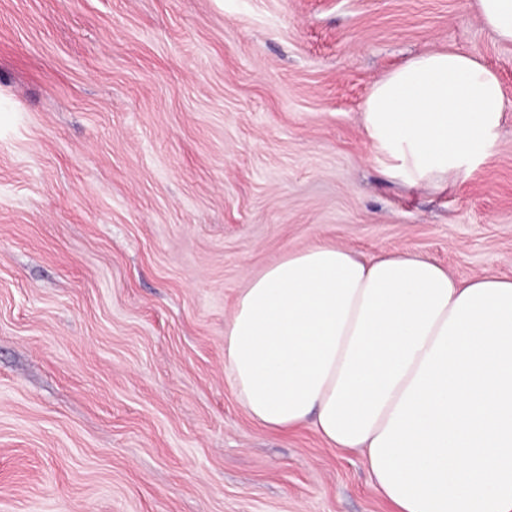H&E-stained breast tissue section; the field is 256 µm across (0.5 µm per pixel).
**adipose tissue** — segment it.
I'll return each mask as SVG.
<instances>
[{"instance_id": "1", "label": "adipose tissue", "mask_w": 512, "mask_h": 512, "mask_svg": "<svg viewBox=\"0 0 512 512\" xmlns=\"http://www.w3.org/2000/svg\"><path fill=\"white\" fill-rule=\"evenodd\" d=\"M498 78L452 51L370 88L366 139L413 185L447 186L494 139ZM224 371L270 430L312 423L364 454L393 512H512V279L458 280L410 251H293L241 292Z\"/></svg>"}]
</instances>
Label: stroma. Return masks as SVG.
<instances>
[{
  "label": "stroma",
  "instance_id": "obj_1",
  "mask_svg": "<svg viewBox=\"0 0 512 512\" xmlns=\"http://www.w3.org/2000/svg\"><path fill=\"white\" fill-rule=\"evenodd\" d=\"M443 50L505 112L414 188L360 112ZM322 243L512 277V44L473 0H0V512H392L224 374L248 279Z\"/></svg>",
  "mask_w": 512,
  "mask_h": 512
}]
</instances>
